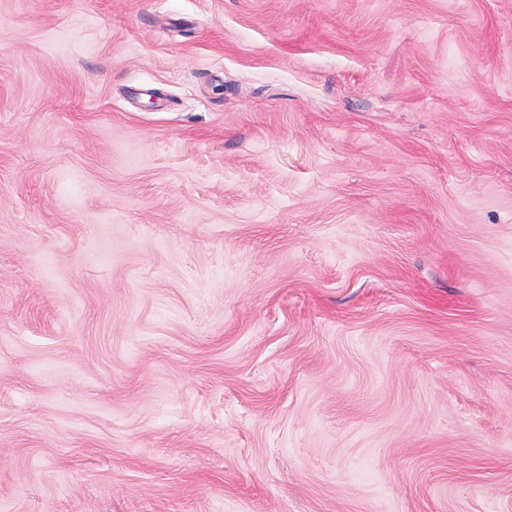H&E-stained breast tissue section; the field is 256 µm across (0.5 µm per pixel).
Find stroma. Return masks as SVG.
Here are the masks:
<instances>
[{
  "label": "stroma",
  "mask_w": 512,
  "mask_h": 512,
  "mask_svg": "<svg viewBox=\"0 0 512 512\" xmlns=\"http://www.w3.org/2000/svg\"><path fill=\"white\" fill-rule=\"evenodd\" d=\"M0 512H512V0H0Z\"/></svg>",
  "instance_id": "35a3bbf8"
}]
</instances>
